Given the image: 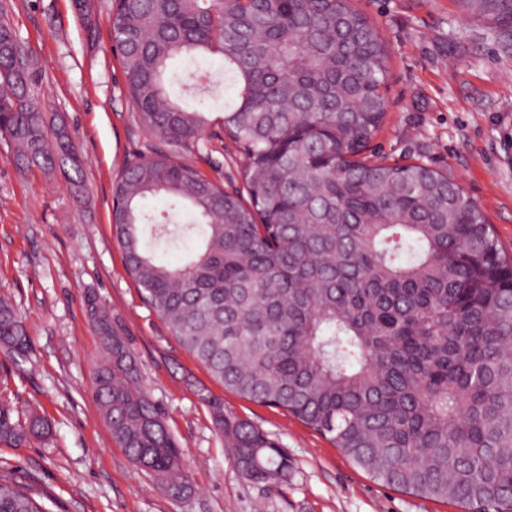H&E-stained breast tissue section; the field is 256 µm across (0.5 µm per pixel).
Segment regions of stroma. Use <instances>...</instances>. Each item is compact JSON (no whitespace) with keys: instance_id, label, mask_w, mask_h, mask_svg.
I'll return each mask as SVG.
<instances>
[{"instance_id":"1","label":"stroma","mask_w":512,"mask_h":512,"mask_svg":"<svg viewBox=\"0 0 512 512\" xmlns=\"http://www.w3.org/2000/svg\"><path fill=\"white\" fill-rule=\"evenodd\" d=\"M383 35L388 114L372 142L399 161L419 157L448 172L484 211L512 253V54L491 23L470 21L462 0H353ZM110 0H0L29 51L47 124L64 125L83 164L85 190L63 174L21 171L0 139V298L24 318L32 352L0 346V403L46 417L48 441L0 444V477L36 489L49 512H462L374 481L328 439L286 411L213 380L182 349L128 275L110 224L112 187L149 140L126 100L112 51ZM197 161L208 179L241 185L239 151ZM93 290L132 339L141 383L164 409L189 464L190 496L175 500L134 467L95 404L101 358L84 293ZM223 398L226 416L250 422L287 455V480L244 479L199 397Z\"/></svg>"}]
</instances>
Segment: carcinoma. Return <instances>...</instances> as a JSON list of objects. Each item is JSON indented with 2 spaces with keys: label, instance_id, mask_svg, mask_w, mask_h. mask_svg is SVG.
I'll use <instances>...</instances> for the list:
<instances>
[{
  "label": "carcinoma",
  "instance_id": "1",
  "mask_svg": "<svg viewBox=\"0 0 512 512\" xmlns=\"http://www.w3.org/2000/svg\"><path fill=\"white\" fill-rule=\"evenodd\" d=\"M500 23L512 0H465ZM112 49L136 121L159 140L113 186L110 224L129 276L177 343L242 397L287 411L373 480L465 512H512V257L455 180L370 152L387 115L382 35L351 0H112ZM218 56L191 105L173 66ZM26 53L0 49V138L26 170H83L47 126ZM242 153L228 193L185 160L208 155L209 101ZM164 197V215L144 210ZM184 248L182 264L154 250ZM102 358L95 400L112 439L174 499L192 492L163 409L141 385L132 340L85 294ZM0 344L31 349L0 300ZM200 399L249 481L288 479V457L251 423ZM47 419L0 403V444L41 442ZM0 512H48L0 477Z\"/></svg>",
  "mask_w": 512,
  "mask_h": 512
}]
</instances>
